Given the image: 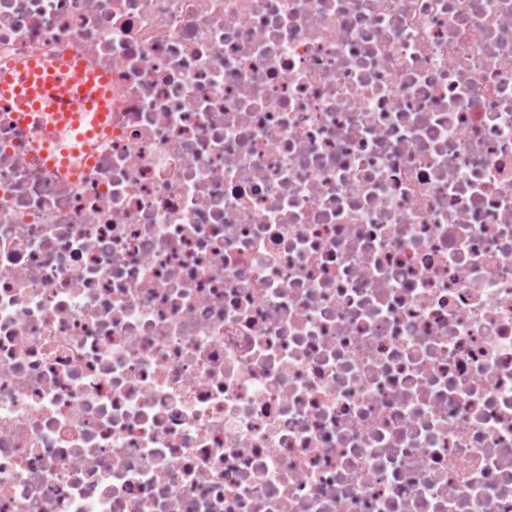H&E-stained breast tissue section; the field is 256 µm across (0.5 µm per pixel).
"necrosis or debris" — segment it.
I'll return each instance as SVG.
<instances>
[{
  "instance_id": "obj_1",
  "label": "necrosis or debris",
  "mask_w": 512,
  "mask_h": 512,
  "mask_svg": "<svg viewBox=\"0 0 512 512\" xmlns=\"http://www.w3.org/2000/svg\"><path fill=\"white\" fill-rule=\"evenodd\" d=\"M108 78L0 99V512H512V0H0ZM71 69H73L71 71ZM80 95L88 106L79 112L72 124L73 135L60 143L57 139L59 112H68L75 96ZM0 96L11 99L19 122L33 130L44 145L43 157L58 152L61 164H68L70 156L87 150L88 141L103 130L108 116L110 93L103 76L70 62H32L27 69L0 77ZM84 123V132L78 131ZM78 131V132H77ZM81 145V146H79Z\"/></svg>"
}]
</instances>
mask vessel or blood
Returning a JSON list of instances; mask_svg holds the SVG:
<instances>
[{
    "mask_svg": "<svg viewBox=\"0 0 512 512\" xmlns=\"http://www.w3.org/2000/svg\"><path fill=\"white\" fill-rule=\"evenodd\" d=\"M0 96L13 101L19 122L41 138L45 155L57 153L66 159L79 155L82 146L104 130L110 93L104 77L81 65L43 61L0 76ZM77 96L86 100L87 108L74 120L71 138L58 141V115Z\"/></svg>",
    "mask_w": 512,
    "mask_h": 512,
    "instance_id": "obj_1",
    "label": "vessel or blood"
}]
</instances>
